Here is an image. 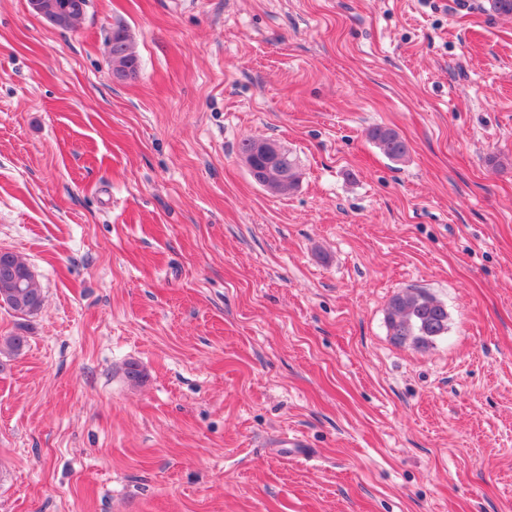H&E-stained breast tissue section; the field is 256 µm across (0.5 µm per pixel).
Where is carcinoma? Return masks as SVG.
Segmentation results:
<instances>
[{
    "label": "carcinoma",
    "instance_id": "carcinoma-1",
    "mask_svg": "<svg viewBox=\"0 0 512 512\" xmlns=\"http://www.w3.org/2000/svg\"><path fill=\"white\" fill-rule=\"evenodd\" d=\"M71 0H46L43 18L52 26L67 30L72 24L56 21L57 11ZM111 65L130 69L131 78H136L141 69L139 56L134 51L132 38L127 29L118 25L108 37ZM369 137L381 153L392 161H403L409 147L400 134L388 127L376 126ZM301 173L296 158L289 152L276 161L268 171V178L279 183V191L295 188ZM12 273L4 272L0 266V302L20 317L31 316L35 311L24 310L30 300L43 303L44 294L37 279L29 275V265L18 255L13 256ZM386 321L392 339L399 344L410 343L425 347L435 339L448 334V311L440 300L423 292H404L394 295L388 305ZM27 344V336L15 333L0 337V351L20 353Z\"/></svg>",
    "mask_w": 512,
    "mask_h": 512
}]
</instances>
